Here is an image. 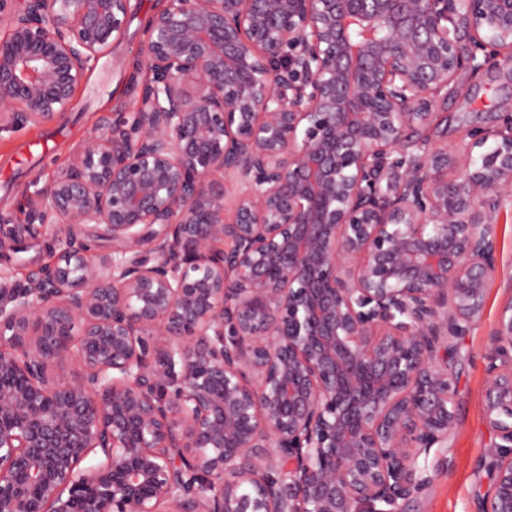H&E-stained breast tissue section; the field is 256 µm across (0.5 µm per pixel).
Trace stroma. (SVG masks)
<instances>
[{
  "label": "stroma",
  "instance_id": "obj_1",
  "mask_svg": "<svg viewBox=\"0 0 512 512\" xmlns=\"http://www.w3.org/2000/svg\"><path fill=\"white\" fill-rule=\"evenodd\" d=\"M162 0H131L125 34L89 71L73 103L49 125H25L0 132V225L23 227L27 202L52 177L66 170L83 141L119 113H131L140 93L135 66L144 45L145 25ZM440 111L448 115V145L457 147L471 125H486L502 112H512V72L492 68L479 76L461 73ZM63 241L53 234L0 241V265L16 280L49 261ZM501 265L485 296L481 323L456 341L450 362L457 382V425L444 453L449 468L439 471L430 489L411 502L409 512H476L478 497L491 483L488 463L496 437L485 422L482 395L487 382L485 357L490 334L503 304L512 297V203L499 214Z\"/></svg>",
  "mask_w": 512,
  "mask_h": 512
}]
</instances>
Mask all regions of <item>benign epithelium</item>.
I'll return each instance as SVG.
<instances>
[{"mask_svg": "<svg viewBox=\"0 0 512 512\" xmlns=\"http://www.w3.org/2000/svg\"><path fill=\"white\" fill-rule=\"evenodd\" d=\"M129 12L0 0V132L68 111ZM145 34L135 112L29 200L63 244L0 269V512H405L512 200L511 113L430 129L512 69V0H165ZM487 361L478 512H512L511 301ZM437 112H448V148H456L469 125H486L502 112H512V74L492 68L475 77L462 72Z\"/></svg>", "mask_w": 512, "mask_h": 512, "instance_id": "7a95c632", "label": "benign epithelium"}]
</instances>
